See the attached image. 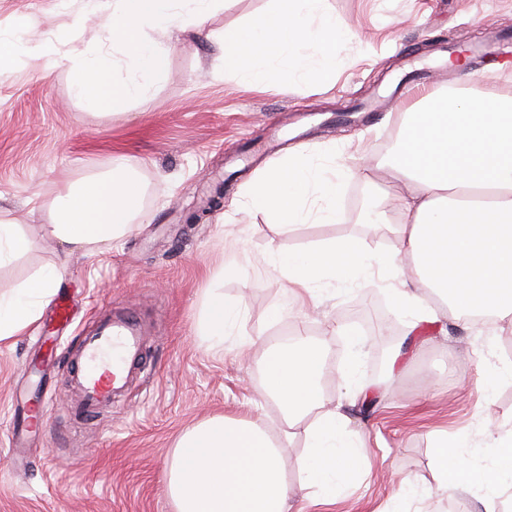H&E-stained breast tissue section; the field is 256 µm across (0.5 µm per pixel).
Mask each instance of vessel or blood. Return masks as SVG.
I'll use <instances>...</instances> for the list:
<instances>
[{"label": "vessel or blood", "instance_id": "obj_1", "mask_svg": "<svg viewBox=\"0 0 512 512\" xmlns=\"http://www.w3.org/2000/svg\"><path fill=\"white\" fill-rule=\"evenodd\" d=\"M142 336L131 321H106L94 334L85 336L76 355L75 381L80 391L79 408L95 412L111 404L128 380V367L136 363L141 352ZM42 402L24 410L22 419L9 433L10 443H18L26 431L39 427L48 412Z\"/></svg>", "mask_w": 512, "mask_h": 512}]
</instances>
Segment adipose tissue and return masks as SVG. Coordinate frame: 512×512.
<instances>
[{
  "label": "adipose tissue",
  "mask_w": 512,
  "mask_h": 512,
  "mask_svg": "<svg viewBox=\"0 0 512 512\" xmlns=\"http://www.w3.org/2000/svg\"><path fill=\"white\" fill-rule=\"evenodd\" d=\"M327 3L273 0L269 11L233 35L216 38L225 69L245 85L291 74L307 80L332 69L337 49L352 33L332 23ZM223 7L224 0H86V15L98 23L105 50L94 58L69 57L73 97L90 110L117 99H145L162 69L163 39L176 29L203 26ZM124 67L130 78L116 80ZM389 168L404 190L377 199L371 221L389 226L392 248L369 257L364 240L347 235L280 252L273 266L291 284L294 300L314 294L315 283L326 278L361 288L381 282L414 331L432 315L417 294L425 288L459 324L488 315L497 332L512 331V289L497 286L512 273V97H472L454 89L424 97L405 115ZM354 174L349 166L290 153L249 185L244 204L288 234L312 217L332 223L336 196ZM141 208L140 190L130 178L90 179L56 201L44 231L78 249L121 235ZM60 278L58 270L47 269L0 295V341L38 319ZM239 317L223 291L211 289L200 333L223 341ZM323 364V347L307 339L268 348L264 389L289 421L320 409L310 433L306 484L332 495L345 482L357 450L344 438L343 408L324 406ZM475 446L485 459L477 470L447 441L438 443L440 489L453 493L476 486L478 512H512V417L481 424ZM167 492L176 512H291L296 490L284 474L281 441L255 422L215 416L179 440Z\"/></svg>",
  "instance_id": "1"
}]
</instances>
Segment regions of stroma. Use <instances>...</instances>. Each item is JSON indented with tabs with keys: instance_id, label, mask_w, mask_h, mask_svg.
<instances>
[{
	"instance_id": "35a3bbf8",
	"label": "stroma",
	"mask_w": 512,
	"mask_h": 512,
	"mask_svg": "<svg viewBox=\"0 0 512 512\" xmlns=\"http://www.w3.org/2000/svg\"><path fill=\"white\" fill-rule=\"evenodd\" d=\"M337 25L354 37L330 71L253 88L225 72L211 40L175 33L150 98L108 112L85 109L70 95L67 56H96L102 39L81 20L84 0H0V28L34 27L49 59L18 62L0 75V214L32 246L0 265V293L37 272L58 268L72 320L56 346L35 345L39 323L0 342V512H175L165 472L181 435L222 415L260 423L271 437L293 436L283 454L298 485L311 417L288 427L264 392L262 355L303 331L325 347L326 406L348 408L347 439L362 456L334 500L309 488L297 512H467L472 495L443 493L434 446L447 440L471 464L481 458L462 442L485 418L512 414V385L485 393V374L506 344L466 327L428 324L410 332L386 289L319 284V298L286 308L288 282L274 253L288 246L356 235L390 248L389 229L364 224L377 190L395 194L387 174L403 118L406 86L430 91L470 87L512 96V70L491 58L447 67L461 47L512 46V0H329ZM313 161L371 153L360 177L346 181L337 223L308 221L295 238L257 213L238 208L247 182L277 164L288 148ZM132 175L142 213L121 238L75 253L44 237L53 200L112 161ZM220 207L207 209L216 188ZM206 214L191 222L198 209ZM221 287L241 314L223 345L199 334L209 288ZM108 315L135 320L142 360L126 390L91 416L77 414L71 352ZM374 404L361 413L363 396ZM51 401L45 429L24 447L8 444L20 397ZM414 483L422 503L401 500Z\"/></svg>"
}]
</instances>
